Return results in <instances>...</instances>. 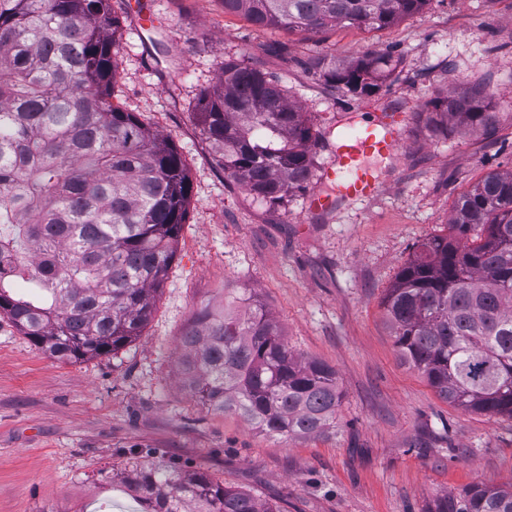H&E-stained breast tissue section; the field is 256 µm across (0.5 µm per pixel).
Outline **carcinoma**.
Instances as JSON below:
<instances>
[{
    "mask_svg": "<svg viewBox=\"0 0 512 512\" xmlns=\"http://www.w3.org/2000/svg\"><path fill=\"white\" fill-rule=\"evenodd\" d=\"M430 0H224L260 27L380 29ZM120 28L111 0H0V314L43 353L76 362L141 336L176 254L191 193L179 150L112 103ZM360 99L394 69L386 53L311 66ZM193 111L224 175L275 206L307 191V113L253 62L224 61ZM415 120L495 131L480 89L450 92ZM454 235L421 243L383 299L401 360L440 398L512 419V172L490 173L458 200ZM185 385L208 410L272 436L336 430V370L295 355L245 288L224 289L179 341ZM142 512H278L204 471L128 461L112 470ZM435 512H512V488L475 483Z\"/></svg>",
    "mask_w": 512,
    "mask_h": 512,
    "instance_id": "carcinoma-1",
    "label": "carcinoma"
}]
</instances>
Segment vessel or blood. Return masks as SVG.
Returning a JSON list of instances; mask_svg holds the SVG:
<instances>
[{
	"instance_id": "b4317fda",
	"label": "vessel or blood",
	"mask_w": 512,
	"mask_h": 512,
	"mask_svg": "<svg viewBox=\"0 0 512 512\" xmlns=\"http://www.w3.org/2000/svg\"><path fill=\"white\" fill-rule=\"evenodd\" d=\"M405 121L400 111L390 108L359 128L354 136L340 138L334 162L321 175L322 182L330 184L332 190L326 194L312 193L307 202L308 211L326 215L341 204L379 196L385 183L365 165L364 159L370 155H392L401 143Z\"/></svg>"
}]
</instances>
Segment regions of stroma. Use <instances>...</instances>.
<instances>
[{"instance_id": "1", "label": "stroma", "mask_w": 512, "mask_h": 512, "mask_svg": "<svg viewBox=\"0 0 512 512\" xmlns=\"http://www.w3.org/2000/svg\"><path fill=\"white\" fill-rule=\"evenodd\" d=\"M138 9L112 0V101L183 154L187 220L149 323L117 353L63 363L0 315V512H138L112 483L135 453L209 472L278 512H424L476 482L512 484V419L442 400L400 360L381 306L417 246L450 235L458 197L488 173L512 172V0H431L382 29L290 34L225 12L223 0H151L140 29ZM372 51L397 67L362 101L306 66ZM237 58L257 60L308 112L318 173L342 130L389 106L418 112L478 86L498 122L489 137L456 129L437 140L407 121L397 155L369 160L383 193L314 222L304 194L270 208L229 180L202 134L192 104ZM228 286L250 290L289 348L336 370L335 433L271 438L207 412L184 388L181 334L203 306H223Z\"/></svg>"}]
</instances>
